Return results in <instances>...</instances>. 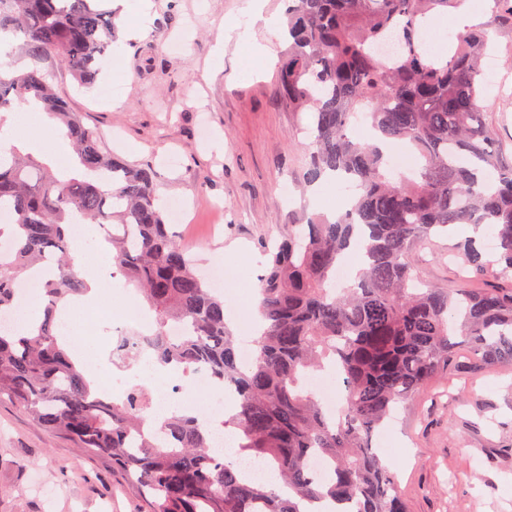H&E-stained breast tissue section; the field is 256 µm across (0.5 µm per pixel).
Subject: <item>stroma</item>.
<instances>
[{
  "label": "stroma",
  "mask_w": 512,
  "mask_h": 512,
  "mask_svg": "<svg viewBox=\"0 0 512 512\" xmlns=\"http://www.w3.org/2000/svg\"><path fill=\"white\" fill-rule=\"evenodd\" d=\"M142 37L119 38L97 84L55 83L85 123L104 131L127 160L153 165L165 204L183 201L175 226L201 272L220 268L257 298L262 248L289 225L339 208L327 184L311 206L299 180L307 161L306 115L288 109L277 65L245 73L250 47L231 41L215 58L229 23L253 39L287 44L243 14L244 0H153ZM494 73L485 86V120L512 150V37L494 34ZM422 281L460 284V269L441 240L417 250ZM397 453L408 512H512V364L474 374L468 384L439 377L401 405L382 431ZM0 512H148L110 459L33 423L25 409L0 401Z\"/></svg>",
  "instance_id": "stroma-1"
}]
</instances>
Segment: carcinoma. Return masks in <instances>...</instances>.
I'll return each instance as SVG.
<instances>
[{"mask_svg": "<svg viewBox=\"0 0 512 512\" xmlns=\"http://www.w3.org/2000/svg\"><path fill=\"white\" fill-rule=\"evenodd\" d=\"M463 3L287 0L280 81L291 111L311 116L304 181L334 175L355 194L332 219L288 225L265 251L264 327L243 336L171 232L151 168L115 155L49 81L63 69L82 86L96 82L115 43L110 0H0V36L28 60L0 55V112L25 104L55 118L77 168L54 172L0 140V215L14 225L10 250L0 252V314L14 308L20 281L50 273L37 335L16 340L0 330V399L110 459L150 512H302V502L326 499L352 503L351 512H406L374 433L448 368L512 361V163L483 121L480 81L489 32L512 36V0H493L488 19L456 33L446 57L428 52L425 23ZM389 37L399 45L393 59L377 50ZM360 113L409 148L415 177H394L389 160L354 133ZM89 223L112 227L105 239L116 273L154 313L156 361L205 367L234 387L237 409L222 420L233 455L213 457L197 416L173 411L154 423L144 392L114 401L93 391L61 343L59 308L88 292L72 253L74 225ZM465 225L487 226L496 249L487 256L465 240L453 256L462 272L492 284L417 285L412 252ZM354 244L364 257L357 284L336 290L331 272ZM177 323L189 333L164 341ZM245 341L254 348L247 365L238 355ZM327 359L344 389L334 417L302 386ZM314 453L328 462L325 480L309 470ZM238 457L262 461L268 477L245 478Z\"/></svg>", "mask_w": 512, "mask_h": 512, "instance_id": "carcinoma-1", "label": "carcinoma"}]
</instances>
